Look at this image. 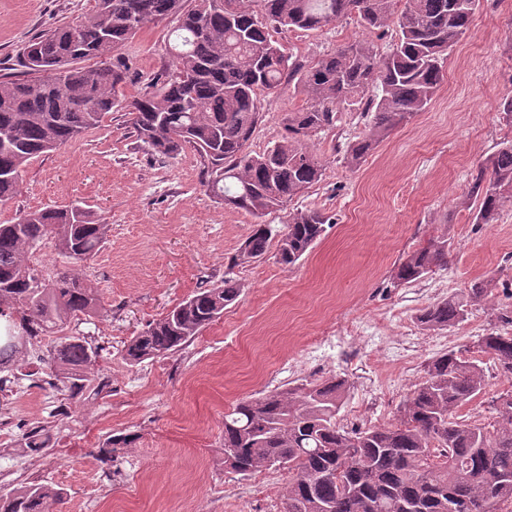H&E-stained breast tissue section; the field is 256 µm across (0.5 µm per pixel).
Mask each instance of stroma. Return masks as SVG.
Listing matches in <instances>:
<instances>
[{
	"instance_id": "1",
	"label": "stroma",
	"mask_w": 512,
	"mask_h": 512,
	"mask_svg": "<svg viewBox=\"0 0 512 512\" xmlns=\"http://www.w3.org/2000/svg\"><path fill=\"white\" fill-rule=\"evenodd\" d=\"M96 0H0V79L25 78L26 44L90 14ZM169 25L144 26L117 53L128 65L118 104L76 140L32 159L20 191L0 204V224L20 212L80 204L100 213L108 236L85 266L50 246L33 255L43 273L77 269L97 287L103 316L72 321L67 334L99 348L83 391L48 384L42 356L47 335L21 349L0 406H14L10 437L0 440V494L28 483L58 485L62 512H285L283 469L240 476L224 468V414L263 391L347 379L341 426L394 422L432 357L452 350L476 357L473 346L498 316H512V204L496 223L476 225L469 190L479 167L512 140V7L481 0L470 27L448 54L444 80L424 112L396 129L357 166L333 144L364 138L371 116L362 104L341 106L336 122L308 142L322 161L321 180L271 213L318 209L334 215L314 248L294 266L273 254L231 263L254 220L207 193L205 168L193 148L161 158L132 133L130 103L154 89L172 68ZM273 38L292 61L307 66L336 46L366 40L386 53L395 23L367 30L346 17L316 31L281 29ZM305 97L294 85L261 93L263 118L249 142L259 153L281 140L285 113ZM448 236V266L398 284V265L429 239ZM243 286L235 305L174 354L131 363L124 345L173 305L224 278ZM487 280L486 303L467 318L428 330L417 316L428 305ZM487 386L461 418L491 422L489 402L512 380L484 358ZM37 402H29V394ZM50 436L41 452L25 448V429ZM129 437L117 460L100 450Z\"/></svg>"
}]
</instances>
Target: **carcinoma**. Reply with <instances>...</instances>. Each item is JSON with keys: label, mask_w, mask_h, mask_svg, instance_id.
<instances>
[{"label": "carcinoma", "mask_w": 512, "mask_h": 512, "mask_svg": "<svg viewBox=\"0 0 512 512\" xmlns=\"http://www.w3.org/2000/svg\"><path fill=\"white\" fill-rule=\"evenodd\" d=\"M403 9H397L399 2ZM480 0H97L87 17L31 40L24 48L26 80L0 81V203L18 192L21 172L34 157L55 151L96 126L118 103L125 63L83 67L105 57L149 23H174V68L160 87L132 101L136 139L168 157L192 146L207 162L204 185L224 204L256 219L283 207L322 177L321 160L306 146L334 125L338 106L372 91L368 137L346 146L358 165L383 138L426 110L443 79L444 61L468 30ZM365 28L398 18L400 34L380 55L365 40L348 42L304 67L290 62L270 30H315L349 15ZM298 79L306 106L284 115L285 135L264 152L247 150L262 118L259 94ZM475 224H493L512 201V141L473 176ZM331 217L309 209L290 214L277 229L257 224L238 249L242 265L268 252L295 265L323 237ZM108 225L80 205L23 212L0 224V369L10 366L17 336L33 340L72 319L101 309L98 289L64 271L39 276L31 255L52 246L79 265L105 243ZM448 239L432 238L399 266L400 284L448 265ZM241 294L226 278L174 305L126 347L141 362L179 351L224 313ZM488 297L487 284H471L464 298L448 297L423 309L428 329L463 321L468 308ZM497 372L512 378V335L491 328L478 337ZM50 363L71 393L84 388L97 348L62 338ZM424 380L403 401L396 422L349 430L337 422L346 380L336 376L301 383L238 402L224 414V467L248 476L288 470L285 512H448V500L475 504L492 497L490 512L512 505V389L493 397L496 420H462L457 409L486 387L476 359L448 351L433 357ZM64 489L33 484L0 495V512H52Z\"/></svg>", "instance_id": "carcinoma-1"}]
</instances>
